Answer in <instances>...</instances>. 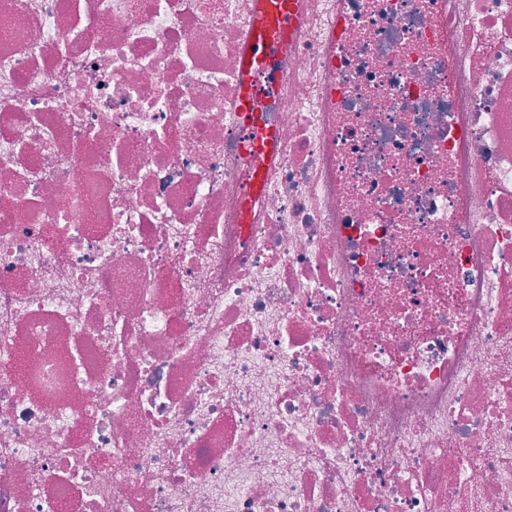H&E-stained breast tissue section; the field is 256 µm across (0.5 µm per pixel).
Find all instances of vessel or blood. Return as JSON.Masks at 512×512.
<instances>
[{
  "label": "vessel or blood",
  "instance_id": "b4317fda",
  "mask_svg": "<svg viewBox=\"0 0 512 512\" xmlns=\"http://www.w3.org/2000/svg\"><path fill=\"white\" fill-rule=\"evenodd\" d=\"M296 21L295 0H256L252 37L243 49V92L239 104L247 128L246 149L267 146L271 140L269 130L255 120L256 81L261 78L270 85L279 80L280 74L271 68L270 62L279 47L287 45Z\"/></svg>",
  "mask_w": 512,
  "mask_h": 512
}]
</instances>
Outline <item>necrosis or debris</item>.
Listing matches in <instances>:
<instances>
[{
	"instance_id": "necrosis-or-debris-1",
	"label": "necrosis or debris",
	"mask_w": 512,
	"mask_h": 512,
	"mask_svg": "<svg viewBox=\"0 0 512 512\" xmlns=\"http://www.w3.org/2000/svg\"><path fill=\"white\" fill-rule=\"evenodd\" d=\"M255 9L0 0V512H512V0H297L262 162Z\"/></svg>"
}]
</instances>
